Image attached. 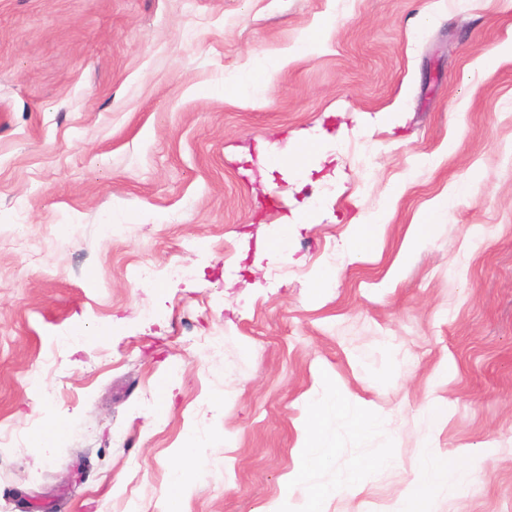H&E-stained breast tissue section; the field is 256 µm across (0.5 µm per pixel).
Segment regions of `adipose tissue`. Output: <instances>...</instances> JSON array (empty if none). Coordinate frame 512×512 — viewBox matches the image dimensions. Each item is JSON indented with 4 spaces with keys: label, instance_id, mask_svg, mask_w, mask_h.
<instances>
[{
    "label": "adipose tissue",
    "instance_id": "obj_1",
    "mask_svg": "<svg viewBox=\"0 0 512 512\" xmlns=\"http://www.w3.org/2000/svg\"><path fill=\"white\" fill-rule=\"evenodd\" d=\"M332 420L345 422L356 440H364L380 419L369 407L350 396L325 385L317 389L307 401L306 436L297 448L298 464L288 481L289 488L304 487L309 496L308 512H322L321 504L329 498L333 488L352 483L350 471H337L334 485L322 484L320 474L334 468L337 439L327 429ZM421 465L426 474L422 483H410L395 504V512H418L417 503L431 498L454 499L473 492L478 459L461 464L439 462L433 449H425Z\"/></svg>",
    "mask_w": 512,
    "mask_h": 512
}]
</instances>
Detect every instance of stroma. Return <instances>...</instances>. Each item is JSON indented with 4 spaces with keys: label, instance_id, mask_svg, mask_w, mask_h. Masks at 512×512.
Segmentation results:
<instances>
[{
    "label": "stroma",
    "instance_id": "35a3bbf8",
    "mask_svg": "<svg viewBox=\"0 0 512 512\" xmlns=\"http://www.w3.org/2000/svg\"><path fill=\"white\" fill-rule=\"evenodd\" d=\"M309 34L263 101L225 97ZM511 34L512 0H0V512H263L324 381L381 419L340 435L321 480L358 478L326 512H390L422 480L433 401L442 458L494 452L431 512H512V60L473 66ZM307 133L306 170L260 164ZM379 211L351 258L352 217ZM354 235L349 242L352 257H357L366 248L373 246V243L382 233L386 222L382 216L373 215L369 219L358 221ZM429 217L422 219L419 224H411L405 241V250H417L423 247L434 226ZM174 452L180 459V465L172 476L170 489L180 496H185L189 493L190 486L186 482L184 473L194 465L196 459L194 448L186 445L182 448H175Z\"/></svg>",
    "mask_w": 512,
    "mask_h": 512
}]
</instances>
